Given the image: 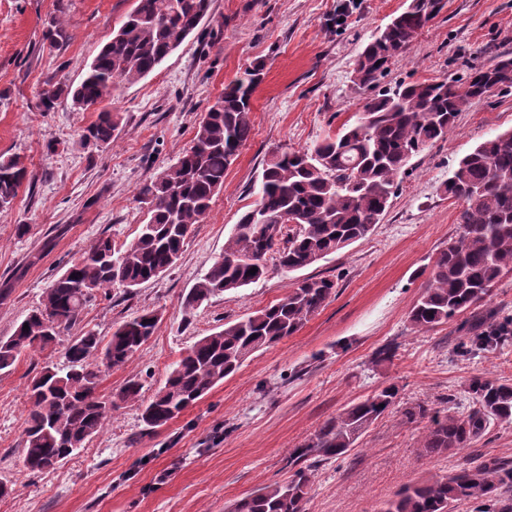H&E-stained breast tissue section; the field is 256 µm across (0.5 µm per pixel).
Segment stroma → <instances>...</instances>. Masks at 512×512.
<instances>
[{"instance_id": "1", "label": "stroma", "mask_w": 512, "mask_h": 512, "mask_svg": "<svg viewBox=\"0 0 512 512\" xmlns=\"http://www.w3.org/2000/svg\"><path fill=\"white\" fill-rule=\"evenodd\" d=\"M135 0H0V154L20 156L28 178L0 213V338L37 307L60 271L97 238L129 244L147 206L138 190L174 164L206 108L255 63L263 78L252 95L251 139L240 148L208 216L193 225L175 266L134 293L113 286L90 301L73 330L42 353L0 373V512H225L232 501L288 476V457L327 419L377 387L395 384L396 405L346 457L319 468L306 512H377L402 486L447 470V458L422 459L428 419L407 422L406 408L444 407L469 378L512 382V349L463 358L454 348L461 322L426 332L408 312L436 255L456 238L462 202L441 186L477 144L512 129V86L460 113L443 140L413 157L380 224L367 238L314 265L262 278L184 316L181 297L224 252L241 214L254 205L263 168L276 151L304 149L354 122L366 93L352 82L358 54L401 12L406 0H211L199 29L137 83L119 88L109 110L122 121L112 146L80 147L76 132L97 108L60 100L40 111L46 77L78 83ZM64 11L70 37L42 44L50 17ZM512 55V0H443L435 18L380 80L384 89L426 79L466 81ZM29 232L18 236L17 225ZM326 277L336 292L295 335L248 357L238 371L166 425L141 420L143 402L202 336L276 302L293 283ZM142 311L158 313L153 336L125 366L102 375L100 396L127 380L144 388L119 403L105 429L38 474L23 470L27 386L45 362L64 364L75 335L109 339ZM390 349L392 356L378 360Z\"/></svg>"}]
</instances>
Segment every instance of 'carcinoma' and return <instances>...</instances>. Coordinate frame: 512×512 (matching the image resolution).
Here are the masks:
<instances>
[{
	"instance_id": "obj_1",
	"label": "carcinoma",
	"mask_w": 512,
	"mask_h": 512,
	"mask_svg": "<svg viewBox=\"0 0 512 512\" xmlns=\"http://www.w3.org/2000/svg\"><path fill=\"white\" fill-rule=\"evenodd\" d=\"M442 8V0H409L405 9L364 46L353 69V83L374 89L391 61L404 54ZM210 0H135L112 38L89 65L83 80L69 85L49 77L38 107L55 109L62 98L76 110L112 99L121 85L134 84L161 64L208 15ZM69 39L67 24L52 17L43 41L56 48ZM261 67L245 72L209 105L191 146L176 163L146 181L140 195L148 220L135 239L116 246L96 240L45 289L39 307L0 339V372L19 358L49 349L61 331L77 322L85 305L119 284L130 293L178 261L193 225L207 215L235 154L252 136L251 98ZM480 81L464 87L443 79L400 84L369 98L357 120L311 148L277 152L265 164L254 206L234 225L220 256L182 297L185 314L225 292L237 291L267 273V257L294 272L368 237L389 207L405 167L427 146L446 138L460 114L481 99ZM119 113L102 110L79 133L90 151L109 147ZM27 177L18 156L0 154V212L9 210ZM448 197L464 203L459 234L435 257L428 281L408 318L431 330L489 299L502 276L512 272V130L477 145L463 156L443 185ZM257 268L250 274L248 270ZM336 282L304 278L276 303L226 322L196 340L175 362L163 386L143 407L150 428L177 418L253 353L297 333L335 293ZM158 314L133 316L103 343L92 332L73 339L68 365H45L31 381V407L22 440L23 468L37 474L58 464L99 434L112 414V401L98 395L102 373L126 365L154 334ZM512 345V317L492 319L460 337L456 351L495 353ZM470 406L430 415L418 448L424 459L454 458L446 474L404 485L378 512H512V460L471 451L491 426L512 424V383L483 374L466 385ZM396 386L375 390L328 419L288 460L291 475L237 500L229 512H305L318 465L338 460L395 405Z\"/></svg>"
}]
</instances>
